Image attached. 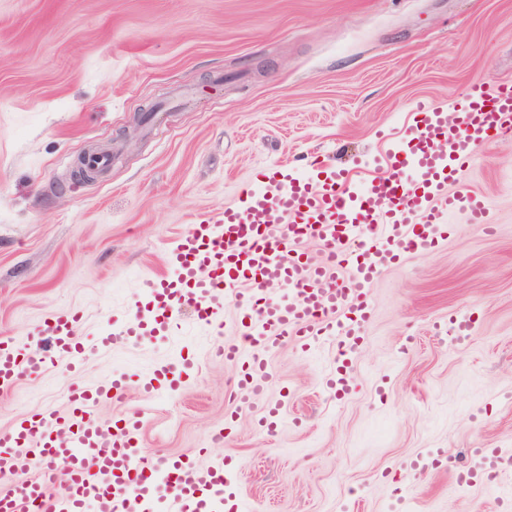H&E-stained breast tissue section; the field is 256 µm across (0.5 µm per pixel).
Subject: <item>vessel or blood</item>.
Masks as SVG:
<instances>
[{
  "label": "vessel or blood",
  "mask_w": 512,
  "mask_h": 512,
  "mask_svg": "<svg viewBox=\"0 0 512 512\" xmlns=\"http://www.w3.org/2000/svg\"><path fill=\"white\" fill-rule=\"evenodd\" d=\"M456 124L429 104L416 110L407 144L386 155L387 169L358 181L341 170L323 180L275 170L258 190L225 206L220 216L180 237L167 256V275L146 285L144 309L112 321L89 342L78 338L81 318L56 312L35 339L0 342V388L59 363L79 367L86 349L112 348L146 336L168 337L181 327L189 304L198 324L230 336L224 357L242 363L236 400L250 403L268 375L265 352L293 343L315 354L336 346V368L326 386L336 399L350 391L349 366L373 316L370 286L408 254L433 251L448 235V215L466 211L489 220L486 201L469 192L448 193L475 159L479 146L512 134V82L489 94H469L454 104ZM389 209L375 208L376 199ZM236 320L226 326L225 303ZM476 322L462 312L449 320L450 342L472 338ZM127 376L69 392L68 408H47L0 434V476L21 475L0 494V512H223L224 488L235 472L184 457L145 456L137 436L142 420L102 422L103 398L123 396ZM472 466L455 471L460 484L498 483L512 489V450L477 448ZM62 492H53L56 483Z\"/></svg>",
  "instance_id": "obj_1"
}]
</instances>
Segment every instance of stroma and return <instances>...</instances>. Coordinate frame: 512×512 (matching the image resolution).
<instances>
[{"mask_svg":"<svg viewBox=\"0 0 512 512\" xmlns=\"http://www.w3.org/2000/svg\"><path fill=\"white\" fill-rule=\"evenodd\" d=\"M512 81V0H0V339L28 341L53 310L81 337L134 312L165 256L261 174L381 165L414 108L444 110L473 87ZM113 154L92 182V150ZM491 226L450 217L446 242L385 272L351 368L324 388L336 349L269 353L262 394L236 419L241 375L223 336L182 310L183 332L90 354L0 391V433L64 408L72 385L173 369L147 400L102 401L110 421L142 412L144 454L225 461L250 512H389L394 479L424 449L462 465L512 444V137L479 148L464 176ZM476 334L449 346L431 330L460 310ZM281 402L286 425L256 421ZM415 512H512L447 468L414 478Z\"/></svg>","mask_w":512,"mask_h":512,"instance_id":"35a3bbf8","label":"stroma"}]
</instances>
